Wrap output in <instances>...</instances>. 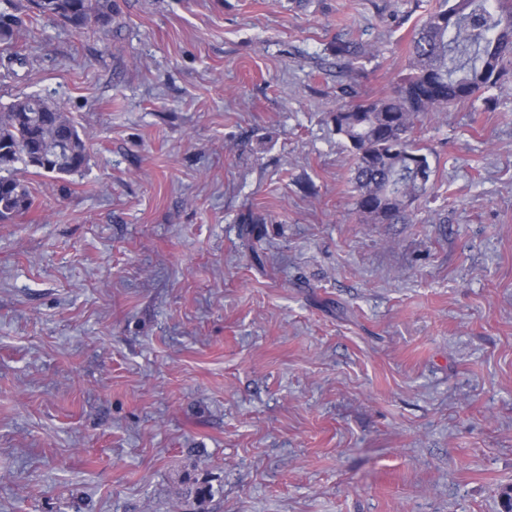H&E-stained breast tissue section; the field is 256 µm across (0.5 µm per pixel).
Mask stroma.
<instances>
[{"label":"stroma","instance_id":"1","mask_svg":"<svg viewBox=\"0 0 512 512\" xmlns=\"http://www.w3.org/2000/svg\"><path fill=\"white\" fill-rule=\"evenodd\" d=\"M116 2L0 67L88 144L0 223V512H502L512 83L417 127L434 188L373 224L328 114L438 0Z\"/></svg>","mask_w":512,"mask_h":512}]
</instances>
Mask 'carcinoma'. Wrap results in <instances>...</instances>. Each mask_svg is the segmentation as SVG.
<instances>
[{
	"label": "carcinoma",
	"mask_w": 512,
	"mask_h": 512,
	"mask_svg": "<svg viewBox=\"0 0 512 512\" xmlns=\"http://www.w3.org/2000/svg\"><path fill=\"white\" fill-rule=\"evenodd\" d=\"M0 44L16 47L8 65L23 64L17 39L43 18L102 30L116 0H5ZM405 67L387 93L363 98L351 84L337 94L330 121L352 156L355 205L387 224L412 222L409 206L427 195L433 170L413 137L426 117L499 88L512 70V0H442L407 43ZM86 138L67 113L26 95L0 110V223L29 212L34 198L20 172L63 176L87 163Z\"/></svg>",
	"instance_id": "obj_1"
}]
</instances>
